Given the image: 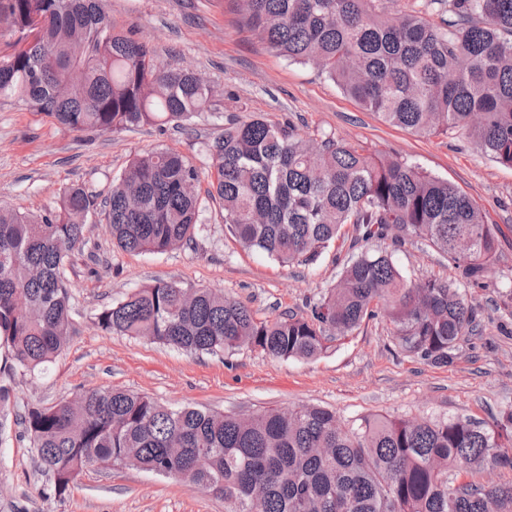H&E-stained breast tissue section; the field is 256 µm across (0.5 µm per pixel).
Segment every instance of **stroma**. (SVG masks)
<instances>
[{
    "mask_svg": "<svg viewBox=\"0 0 512 512\" xmlns=\"http://www.w3.org/2000/svg\"><path fill=\"white\" fill-rule=\"evenodd\" d=\"M115 31L149 44L158 60L201 74L216 90L208 112L186 129L145 125L117 133L69 131L24 106L0 102V201L20 211L56 206L65 187L106 195L136 153L175 150L207 167L206 145L230 119L253 115L313 138L331 135L380 151L448 180L503 230L484 286L416 239L360 241L354 225L309 265L284 267L243 249L224 228V213L196 191L203 225L194 245L164 253H127L112 242L103 215L87 217L88 247L74 252L66 276L75 332L41 373L15 367L0 349V388L10 395L0 418V512H224L222 501L191 483L150 472L91 469L62 497L38 466L15 417L85 390L112 387L180 407L220 412L327 407L341 419L459 416L493 425L512 407V167L489 160L463 131L420 136L363 110L311 67L279 56L241 28L233 0H104ZM391 253L406 280L454 282L477 307L480 329L448 365L404 351L385 314L365 320L335 350L312 360L271 359L250 348L189 355L144 338L105 334L94 324L106 305L157 281L215 288L248 303L258 317L306 312L362 250Z\"/></svg>",
    "mask_w": 512,
    "mask_h": 512,
    "instance_id": "35a3bbf8",
    "label": "stroma"
}]
</instances>
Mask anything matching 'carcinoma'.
I'll return each mask as SVG.
<instances>
[{"instance_id":"carcinoma-1","label":"carcinoma","mask_w":512,"mask_h":512,"mask_svg":"<svg viewBox=\"0 0 512 512\" xmlns=\"http://www.w3.org/2000/svg\"><path fill=\"white\" fill-rule=\"evenodd\" d=\"M395 0H234L239 23L290 62L309 65L364 109L407 132L464 130L491 160L512 167V0H442L433 26ZM18 33L0 56V101L73 132L176 128L208 110L212 87L158 63L144 42L114 31L102 0H0V26ZM204 171L169 148L133 156L108 195L63 190L38 213L0 205V347L35 373L74 333L65 276L101 210L125 252L188 245L201 201L184 190L211 177V196L239 244L283 266L309 264L343 225L362 239L427 242L484 283L498 225L451 182L326 135L315 141L260 116L230 120L207 148ZM460 238L472 242L456 250ZM383 311L401 347L436 365L477 331L479 314L453 283L409 284L388 254L343 267L310 313L260 319L212 288L158 281L96 315L105 333L143 337L190 354L242 347L273 359H315ZM21 417L52 490L90 466L134 467L202 487L224 512H512V483L459 477L512 469V409L496 428L469 419L364 415L347 423L315 405L250 415L172 408L127 390L93 389Z\"/></svg>"}]
</instances>
